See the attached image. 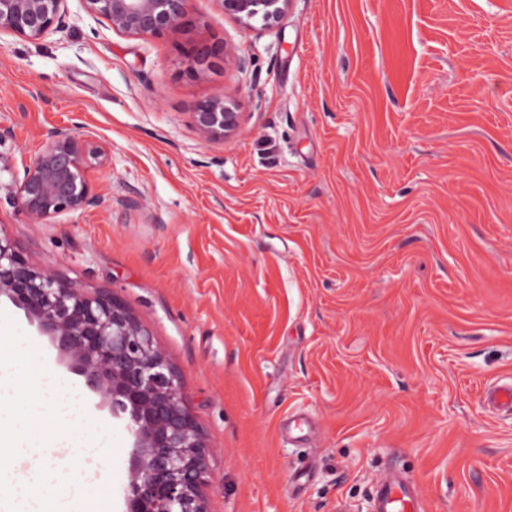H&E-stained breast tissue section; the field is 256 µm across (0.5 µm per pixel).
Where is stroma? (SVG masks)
Returning a JSON list of instances; mask_svg holds the SVG:
<instances>
[{
  "mask_svg": "<svg viewBox=\"0 0 512 512\" xmlns=\"http://www.w3.org/2000/svg\"><path fill=\"white\" fill-rule=\"evenodd\" d=\"M192 25L118 34L68 0L64 28L0 35V163L54 128L112 166L99 204L0 235L116 294L178 369L209 449L207 512H372L387 470L424 512H512V0H293L259 33L217 0ZM190 42L241 46L184 72ZM238 131L202 138L199 102ZM4 314L75 393L114 458L90 490L123 512L131 438L22 309ZM236 110L235 100L231 97L200 102L193 114L198 133L207 140L233 135L240 126V112Z\"/></svg>",
  "mask_w": 512,
  "mask_h": 512,
  "instance_id": "1",
  "label": "stroma"
}]
</instances>
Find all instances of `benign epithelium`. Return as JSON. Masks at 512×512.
<instances>
[{
	"label": "benign epithelium",
	"instance_id": "benign-epithelium-1",
	"mask_svg": "<svg viewBox=\"0 0 512 512\" xmlns=\"http://www.w3.org/2000/svg\"><path fill=\"white\" fill-rule=\"evenodd\" d=\"M68 0H0V34L35 41L59 31ZM91 17L112 30L148 38L182 31L189 23V0H80ZM224 14L248 28L279 27L292 0H217ZM224 58L243 70L238 48L199 44L183 63L199 71ZM207 140L233 135L240 126L235 100L200 102L193 113ZM111 164L107 149L70 128L49 132L39 152L23 166V176L0 182L32 224H46L68 212L99 203L91 173ZM21 308L30 324L56 344L67 367L85 380L132 437V457L124 489V512H207L208 456L189 409L178 370L152 334L110 292L89 293L77 284L31 264L7 237L0 236V299Z\"/></svg>",
	"mask_w": 512,
	"mask_h": 512
}]
</instances>
